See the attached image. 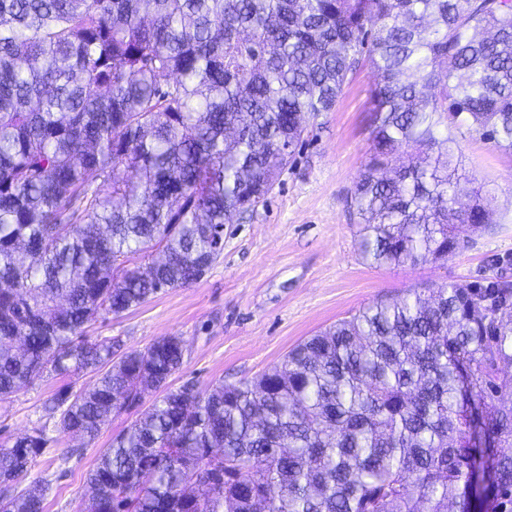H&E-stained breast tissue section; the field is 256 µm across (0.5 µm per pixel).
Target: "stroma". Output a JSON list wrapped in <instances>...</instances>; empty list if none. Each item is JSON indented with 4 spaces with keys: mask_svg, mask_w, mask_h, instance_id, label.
Here are the masks:
<instances>
[{
    "mask_svg": "<svg viewBox=\"0 0 512 512\" xmlns=\"http://www.w3.org/2000/svg\"><path fill=\"white\" fill-rule=\"evenodd\" d=\"M378 75L362 59L335 109L311 118L273 190L224 231V252L197 283L169 288L120 316L90 322V339H118L141 350L155 339L185 341L172 388H205L253 378L278 365L299 342L379 300L448 282L512 278V155L482 134L459 142L471 179L459 197L481 192L491 224L471 235L447 263L375 267L359 250L358 217L350 206L371 145V91ZM95 374L55 376L22 389L0 407V442L43 424L42 406L65 386L91 388ZM136 406L113 416L92 443L49 428L50 441L30 471L49 489L45 512H82L87 476L114 436L141 416Z\"/></svg>",
    "mask_w": 512,
    "mask_h": 512,
    "instance_id": "stroma-1",
    "label": "stroma"
}]
</instances>
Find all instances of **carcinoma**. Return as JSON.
I'll return each mask as SVG.
<instances>
[{
	"label": "carcinoma",
	"mask_w": 512,
	"mask_h": 512,
	"mask_svg": "<svg viewBox=\"0 0 512 512\" xmlns=\"http://www.w3.org/2000/svg\"><path fill=\"white\" fill-rule=\"evenodd\" d=\"M369 53L372 149L350 198L376 265L441 263L493 222L458 201L456 135L512 154V0H0V404L92 442L85 512H512V281L377 302L252 379L170 388L180 336L115 355L85 325L201 277ZM161 249L144 274L134 256ZM46 427L0 443V512ZM94 373H81L79 376H55L38 381L35 385L22 389L13 401L0 406V443L13 440L32 428L43 424V403L61 388L72 384L74 390L89 389L96 380ZM6 407V410H5Z\"/></svg>",
	"instance_id": "obj_1"
}]
</instances>
